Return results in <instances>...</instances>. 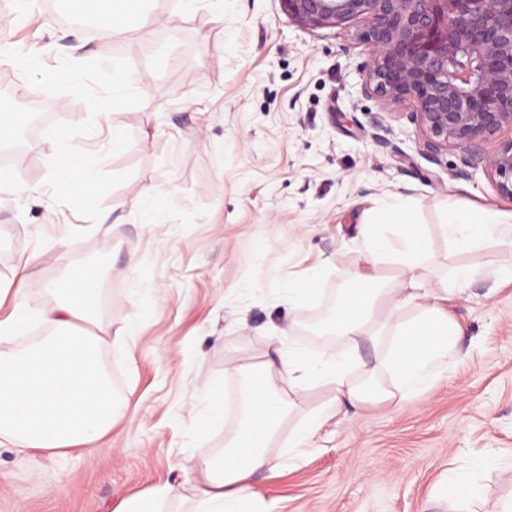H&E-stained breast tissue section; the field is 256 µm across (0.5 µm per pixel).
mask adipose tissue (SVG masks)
<instances>
[{"label": "adipose tissue", "mask_w": 512, "mask_h": 512, "mask_svg": "<svg viewBox=\"0 0 512 512\" xmlns=\"http://www.w3.org/2000/svg\"><path fill=\"white\" fill-rule=\"evenodd\" d=\"M147 0H113L99 20L101 39L109 40L146 21ZM512 214L475 212L460 205L448 212L443 233L464 250L505 234ZM395 227V235L384 227ZM366 252L362 265L349 270L355 292L338 296L324 326L341 339L312 355L289 348L249 366L236 367L242 381L243 413L224 446L191 461L181 484L159 482L118 503L113 512H258L247 484L253 474L277 479L279 460L268 452L289 410L316 385L330 387L333 399L314 410L288 436V450L311 442L343 404L382 399L383 391L363 392L349 377L362 343L387 338L381 361L394 387L406 396L422 387L448 356L459 328L448 318V289L417 285L403 293L379 284L369 268L394 261L413 269L426 257L425 231L401 204L386 206L363 224ZM93 268L67 269L46 287L47 297L30 300L25 279L0 282V297L14 295L13 312L0 319V342L25 334L32 316L49 325L42 340L20 350H0V446L19 450L71 452L103 438L129 409L118 401L100 358L107 334L95 319L99 300Z\"/></svg>", "instance_id": "obj_1"}]
</instances>
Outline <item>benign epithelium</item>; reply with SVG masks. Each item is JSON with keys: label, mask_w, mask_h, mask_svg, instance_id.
<instances>
[{"label": "benign epithelium", "mask_w": 512, "mask_h": 512, "mask_svg": "<svg viewBox=\"0 0 512 512\" xmlns=\"http://www.w3.org/2000/svg\"><path fill=\"white\" fill-rule=\"evenodd\" d=\"M288 18L317 30L358 20L370 47L363 92L411 100L423 154L450 147L512 200V0H280Z\"/></svg>", "instance_id": "benign-epithelium-1"}]
</instances>
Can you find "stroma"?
<instances>
[{"mask_svg":"<svg viewBox=\"0 0 512 512\" xmlns=\"http://www.w3.org/2000/svg\"><path fill=\"white\" fill-rule=\"evenodd\" d=\"M155 24L104 41L54 19L47 0H0V49L39 54L46 66L126 58L148 89L140 106L94 118L82 150L105 154V171L130 172L103 200L101 227L55 203L45 185L51 142L36 130L28 155L0 170V280L18 271L40 298L58 268L34 251L98 272V321L120 331L105 346L118 393L131 409L79 454L0 447V512H112L153 484L184 479L186 453L223 447L234 426L237 380L230 369L271 353L273 336L305 348L306 317L345 287L366 248L367 214L400 199L427 228L428 262L382 280L443 287L455 267L478 275L448 297L460 334L446 364L402 400L348 408L314 444L282 456L273 482L250 485L275 512H460L446 481L465 473L478 487L473 512L512 501V238L455 249L442 232L450 206L512 212L483 170L460 176L456 149L438 160L419 151L411 101L365 95L369 46L363 26L308 30L279 0H153ZM132 133L110 154L113 129ZM159 206L144 217L146 191ZM87 237L72 241L73 230ZM144 290L136 294L132 281ZM315 288L291 307L288 283ZM224 386V419L193 429L201 393Z\"/></svg>","mask_w":512,"mask_h":512,"instance_id":"1","label":"stroma"}]
</instances>
